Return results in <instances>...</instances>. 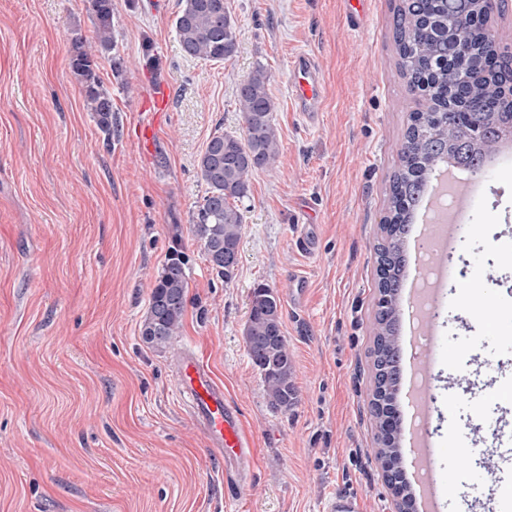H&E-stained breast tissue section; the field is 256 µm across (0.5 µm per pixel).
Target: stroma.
Returning <instances> with one entry per match:
<instances>
[{
  "mask_svg": "<svg viewBox=\"0 0 512 512\" xmlns=\"http://www.w3.org/2000/svg\"><path fill=\"white\" fill-rule=\"evenodd\" d=\"M399 0H225L235 55L185 56L182 0H112L110 52L97 74L112 132L89 112L70 68L74 36L95 38L88 0H0V512H325L339 496L393 512L370 409L376 247L413 97L399 72ZM308 51L324 81L308 126L289 90ZM270 77L280 151L249 177L239 264L212 274L195 236L207 193L197 162L218 130L240 132L237 86ZM460 266L439 300L431 434L441 512H478L474 439L495 445L512 405V143L474 176ZM314 241L302 250L300 234ZM187 303L166 348L140 327L171 250ZM275 289L298 398L273 410L247 354L251 293ZM194 352L254 437L235 487L174 372Z\"/></svg>",
  "mask_w": 512,
  "mask_h": 512,
  "instance_id": "1",
  "label": "stroma"
}]
</instances>
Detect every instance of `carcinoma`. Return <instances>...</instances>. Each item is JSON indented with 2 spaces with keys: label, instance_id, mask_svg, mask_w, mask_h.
Listing matches in <instances>:
<instances>
[{
  "label": "carcinoma",
  "instance_id": "cac0c4a2",
  "mask_svg": "<svg viewBox=\"0 0 512 512\" xmlns=\"http://www.w3.org/2000/svg\"><path fill=\"white\" fill-rule=\"evenodd\" d=\"M97 19V48L112 46V0H90ZM470 0H400L396 12L395 39L400 71L409 92L418 97L419 108L410 113L401 164L395 172L389 197L392 222L398 234L378 245V258L394 263L389 267L386 292L399 300L405 266V243L418 197L437 165L448 157V47L468 50V54L492 56L495 36L484 28L474 34L466 25ZM175 28L183 52L193 58L222 62L237 47L236 32L224 0H184ZM70 66L82 83L87 107L97 115L99 126L112 134V99L102 89L96 74L97 54L87 41L72 38ZM268 73L258 68L238 88L239 111L244 134L215 132L198 161L207 195L196 216L195 233L203 246L210 268L228 281L238 264L242 215L236 202L247 196L249 175L271 167L278 156V134L273 120L275 104L268 92ZM184 260L171 253L165 268L152 287L148 314L141 326L144 342L164 347L181 326L186 306ZM376 363L395 364L401 373L399 348L387 343L398 335L399 318L378 313L376 319ZM249 359L266 388L270 405L281 412L297 401L293 356L282 330V306L278 292L266 285L254 288L244 328ZM401 435L390 438V446L378 441L379 459H395L403 471Z\"/></svg>",
  "mask_w": 512,
  "mask_h": 512
}]
</instances>
